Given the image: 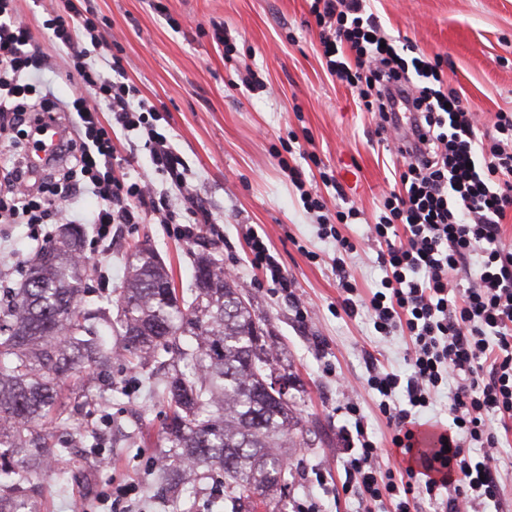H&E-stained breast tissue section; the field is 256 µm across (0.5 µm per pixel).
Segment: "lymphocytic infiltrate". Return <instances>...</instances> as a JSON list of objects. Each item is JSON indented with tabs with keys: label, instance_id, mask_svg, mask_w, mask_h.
<instances>
[{
	"label": "lymphocytic infiltrate",
	"instance_id": "obj_1",
	"mask_svg": "<svg viewBox=\"0 0 512 512\" xmlns=\"http://www.w3.org/2000/svg\"><path fill=\"white\" fill-rule=\"evenodd\" d=\"M363 2L313 0L310 13L328 73L355 89L365 110L377 115V135L408 134L397 149L403 168L369 227L384 272L369 297L360 296L343 261L356 246L340 227L357 219L358 208L325 215L319 186L307 185L287 160L279 162L300 188L307 211L318 213L321 237L335 243L337 308L351 318L366 308L380 335L401 330L411 339L408 377L371 365L364 380L381 397L396 464L383 466L360 405L351 399L344 411L353 424L340 432L346 478L366 499L389 502L394 512H415L421 499H438L442 489L448 495L439 499V512H481L502 501L499 435L490 422L512 419V246L504 243L502 229L512 211V113L497 112L491 128L480 130L468 100L438 89L440 59L403 58ZM17 3L0 0L1 136L19 130L32 113L56 109L32 79L44 53ZM43 13L51 42L67 51L65 76L81 136L64 139L58 154L66 164L64 185L50 196H33L27 168L6 175L0 223H59L66 201L82 191L99 200L91 221L101 241L111 239L113 225L147 215L177 224L176 236L185 242L205 231L220 236L211 211L184 183L179 154L150 124L148 99L117 57L100 60L107 40L90 0H48ZM116 129L140 131L151 164L178 189L180 211L170 210L148 183L116 174ZM244 236L251 266L269 274L284 297H293V282L271 243L250 227ZM444 385L452 422L436 425L437 442L425 448L418 439L421 415ZM399 393L406 406L394 405Z\"/></svg>",
	"mask_w": 512,
	"mask_h": 512
}]
</instances>
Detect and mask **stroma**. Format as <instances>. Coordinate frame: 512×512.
I'll use <instances>...</instances> for the list:
<instances>
[{"label":"stroma","mask_w":512,"mask_h":512,"mask_svg":"<svg viewBox=\"0 0 512 512\" xmlns=\"http://www.w3.org/2000/svg\"><path fill=\"white\" fill-rule=\"evenodd\" d=\"M310 5L311 0H93L100 26L115 41L111 54L155 106L157 131L180 155L186 183L211 210L224 242L215 244L207 235L192 243L178 240L153 217L123 224L112 243L95 249L103 277L92 275L85 283L98 293L120 287L126 254L140 244L160 254L179 288L190 285L195 252L211 251L225 267L236 268L238 282L268 321L307 427L303 444L287 451L289 486L279 512H301L312 501L321 512H363L364 503L342 488L338 431L348 422L340 410L343 391L356 392L370 439L389 450L380 397L362 386L365 358L375 357L381 371L406 374L411 340L399 331L380 335L367 312L353 318L335 313V244L318 237L315 214L304 209L278 160L284 155L298 163L288 147L312 137L321 163L302 164L306 177L325 167L360 209L359 219L342 232L356 244L345 258L346 269L365 297L383 276L366 241L367 227L378 220L394 172L374 134L373 115L361 111L353 88L327 73ZM369 7L391 38L442 60L445 88L475 107L481 125L492 124L496 112L512 110V0H370ZM218 28L234 37L233 55L214 41ZM248 67L266 81L267 92L236 86ZM116 147L129 180L150 181L180 209L178 190L151 167L136 133H118ZM247 226L270 239L310 312L308 321H298L293 306L251 268L242 236ZM31 235L30 225L0 224V289L21 283L37 246ZM309 250L317 260L306 258ZM100 391L95 405L54 430L71 452L62 474L41 482L43 512H110L98 501L107 490L123 495L128 512H233L219 469L207 482L184 477L171 493H162L158 473L167 409L149 400L141 371L113 360ZM90 426L101 440L83 439Z\"/></svg>","instance_id":"obj_1"}]
</instances>
